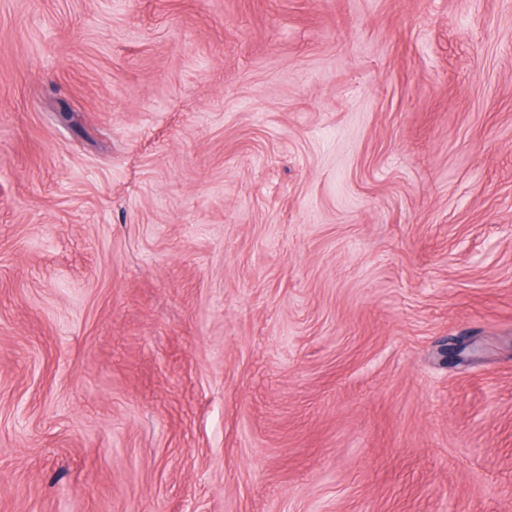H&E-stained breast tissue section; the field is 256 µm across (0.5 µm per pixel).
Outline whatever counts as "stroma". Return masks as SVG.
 I'll return each mask as SVG.
<instances>
[{"label":"stroma","instance_id":"obj_1","mask_svg":"<svg viewBox=\"0 0 512 512\" xmlns=\"http://www.w3.org/2000/svg\"><path fill=\"white\" fill-rule=\"evenodd\" d=\"M0 512H512V0H0Z\"/></svg>","mask_w":512,"mask_h":512}]
</instances>
